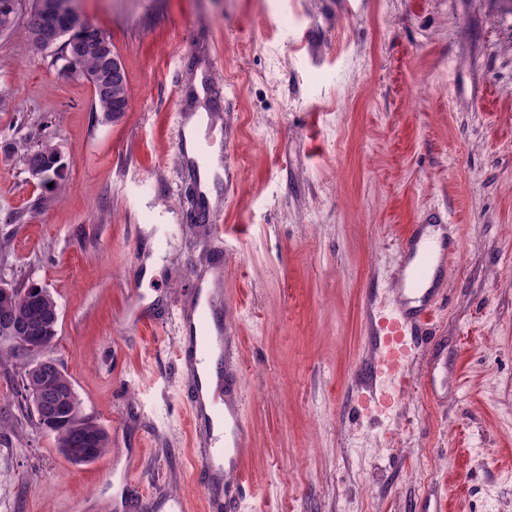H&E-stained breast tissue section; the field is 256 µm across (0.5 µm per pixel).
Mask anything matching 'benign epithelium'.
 <instances>
[{
	"label": "benign epithelium",
	"instance_id": "1",
	"mask_svg": "<svg viewBox=\"0 0 512 512\" xmlns=\"http://www.w3.org/2000/svg\"><path fill=\"white\" fill-rule=\"evenodd\" d=\"M80 23L72 0H34V7L29 13V36L39 50L59 46L63 52L76 55L81 49V42L70 40L66 35L69 29ZM121 76L119 58L114 55L107 57L105 73L100 77V82L93 86V91L98 94L108 92ZM12 332L14 346L37 356L30 371L32 404L42 421L53 424L60 419L71 400L72 383L53 358L33 350L29 345V340L38 334L37 328L27 323H16L12 326Z\"/></svg>",
	"mask_w": 512,
	"mask_h": 512
}]
</instances>
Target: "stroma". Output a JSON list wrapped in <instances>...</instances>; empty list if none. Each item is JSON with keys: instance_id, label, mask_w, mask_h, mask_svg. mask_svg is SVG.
I'll return each instance as SVG.
<instances>
[{"instance_id": "obj_1", "label": "stroma", "mask_w": 512, "mask_h": 512, "mask_svg": "<svg viewBox=\"0 0 512 512\" xmlns=\"http://www.w3.org/2000/svg\"><path fill=\"white\" fill-rule=\"evenodd\" d=\"M76 4L110 36L128 108L96 112L90 82L32 46L27 13L0 35V281L56 299L51 355L109 452L68 461L18 393L23 365L0 363V512L111 497L129 445L132 498L204 496L174 313L217 263L251 428L239 512H512V0ZM208 75L218 91L197 99ZM200 107L235 178L213 185L203 227L179 152ZM44 134L66 162L50 190L22 161ZM412 224L441 225L459 252L412 384L364 410L368 296L391 287ZM142 228L162 265L130 330Z\"/></svg>"}]
</instances>
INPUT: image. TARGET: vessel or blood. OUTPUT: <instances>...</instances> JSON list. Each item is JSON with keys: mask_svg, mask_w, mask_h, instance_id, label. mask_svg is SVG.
<instances>
[{"mask_svg": "<svg viewBox=\"0 0 512 512\" xmlns=\"http://www.w3.org/2000/svg\"><path fill=\"white\" fill-rule=\"evenodd\" d=\"M458 247L411 225L399 246V262L390 294H371L372 403L401 393L410 376L405 368L432 314L445 296L441 275ZM227 292L224 271H210L206 284L193 290L190 310L180 312L178 359L187 371L190 426L201 446L194 453L206 494L203 512H235L249 482L241 464L249 452L242 395L234 381L237 337L218 315ZM224 411V429L215 432L213 414Z\"/></svg>", "mask_w": 512, "mask_h": 512, "instance_id": "b4317fda", "label": "vessel or blood"}]
</instances>
